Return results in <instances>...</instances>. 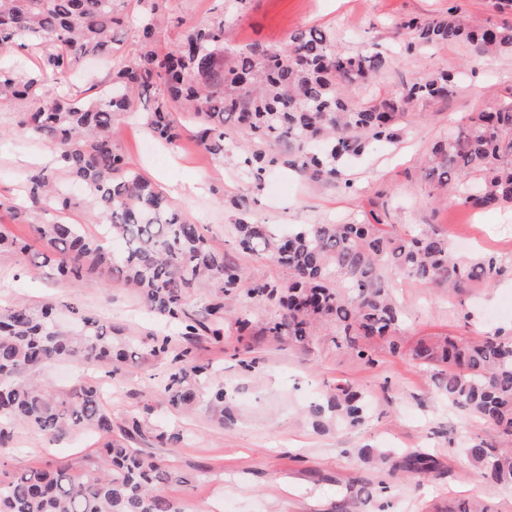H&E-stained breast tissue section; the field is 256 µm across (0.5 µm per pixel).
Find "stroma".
Wrapping results in <instances>:
<instances>
[{"label": "stroma", "mask_w": 512, "mask_h": 512, "mask_svg": "<svg viewBox=\"0 0 512 512\" xmlns=\"http://www.w3.org/2000/svg\"><path fill=\"white\" fill-rule=\"evenodd\" d=\"M166 6L172 21L156 35L162 49L180 38L182 24L208 21L220 11L231 52L280 47L292 32L316 27L331 34L337 49L383 53L386 68L351 89L357 103L381 101L407 83L442 71L458 77L454 95L420 105L419 116L404 123L396 143L347 159L340 178L324 182L282 165L258 187L239 165L252 150L245 139H236L218 161L196 144L192 124H185L175 147L166 148L147 132L140 114L126 116L116 148L240 267L244 287L284 283L289 274L238 247L233 226L241 217L235 206L241 198L253 200L250 218L257 224L290 229L353 224L374 213L392 232L402 235L428 225L448 241L470 240L471 256L491 254L512 262L500 241L501 235L512 234V206L472 210L440 199L423 172L431 147L449 130L466 124L472 112L512 101V55L477 64L472 49L461 44L411 50L398 28L406 19L439 16L451 8L484 23L498 22L486 0H249L243 8L234 0H167ZM53 153L44 140L0 138V197L14 196L24 174L49 162ZM385 284L401 311L399 349L374 343L367 362L337 346L331 326H318L305 344L268 336L265 326L280 311L267 302L235 300L224 309L221 338L186 339L124 284L101 289L54 281L29 261L0 252L1 304L22 300L37 306L48 299L76 304L105 316L132 345V359L112 379L68 362L47 365L41 376L61 390L83 380L103 382L113 437H121L134 418L180 434L181 447L147 443L143 449L192 475L190 485L167 491L183 512H448L464 500L481 501L491 512H512V490L492 483L464 452L471 438L488 434V425L450 407L437 391L436 367L411 354L417 342L439 336H512V276L475 283L459 294L390 273ZM241 318L250 321L247 331L238 329ZM160 336L169 337L168 352L155 358L148 350ZM181 357L206 367L201 394L224 388L225 416L203 404L182 411L161 397L167 362ZM346 383L370 403L365 422L357 427L312 411L327 405L337 385ZM102 441L98 433L81 431L51 445L30 428L17 427L0 446V479L55 467L83 476ZM387 449L399 456L424 450L437 467L419 477L384 480L377 457ZM383 480L389 489L382 494Z\"/></svg>", "instance_id": "35a3bbf8"}]
</instances>
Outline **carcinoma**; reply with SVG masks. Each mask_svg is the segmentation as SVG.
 Instances as JSON below:
<instances>
[{"label":"carcinoma","instance_id":"1","mask_svg":"<svg viewBox=\"0 0 512 512\" xmlns=\"http://www.w3.org/2000/svg\"><path fill=\"white\" fill-rule=\"evenodd\" d=\"M166 0H0V48L38 54L34 69L0 59V103L24 101L15 126L32 139L56 147V164L29 171L23 196L0 200V211L30 225L42 250L0 230V251L15 252L61 277L105 288L114 281L137 290L149 309L187 337L221 336L224 300L237 296L242 272L213 248L199 225L173 209L166 196L128 166L113 136L120 118L149 97L144 117L151 136L173 145L182 120L196 126V141L224 160V125L256 144L245 157L256 185L283 163L321 182L339 173L345 159L393 143L417 104L447 99L455 82L439 73L380 102L356 104L347 91L367 83L387 66L379 52L336 51L329 32L301 29L282 47L256 46L227 54L224 19L184 28L167 51L155 48V32L167 21ZM504 16L494 24H473L453 9L429 20L409 19L400 28L410 45L427 48L463 44L486 61L512 54V0H490ZM129 26L140 49H121L117 32ZM105 56L112 64L108 84L86 89L72 82L83 63ZM426 177L463 205L485 208L512 203V101L472 113L468 124L432 146ZM83 184L85 195H70L68 183ZM238 207L235 225L244 252L263 255L288 268L282 287L269 283L246 289L245 297L275 299L284 310L268 324L271 336L303 344L314 324L336 327L357 358L372 360L364 342L390 341L399 310L382 282V271L413 277L426 285L462 292L475 281L495 280L509 271L493 256L462 259L448 240L431 229L405 236L383 228L378 215L364 224H308L288 234L245 219L251 202ZM84 209L87 223L70 218ZM122 244L115 253L105 246ZM213 288L198 311L195 289ZM70 325L56 320L51 303L0 304V444L26 425L50 442L96 429L112 434V415L102 388L82 381L64 391L39 378L43 365L73 361L88 368L127 360L126 346L114 340L112 324L80 306L69 307ZM413 355L441 367L439 393L448 404L484 420L499 436L512 437V339L497 334L479 340L439 337L424 340ZM206 368L180 360L171 364L163 394L176 405L198 402ZM333 408L343 422L358 426L366 400L348 385L336 386ZM177 448L181 439L134 420L127 437ZM466 453L498 485L512 487V448L485 438L467 443ZM385 475L414 476L435 469L434 459L413 451L396 460L379 456ZM191 478L138 448L109 440L91 471L75 479L67 471L32 469L0 482V512H182L163 494Z\"/></svg>","mask_w":512,"mask_h":512}]
</instances>
